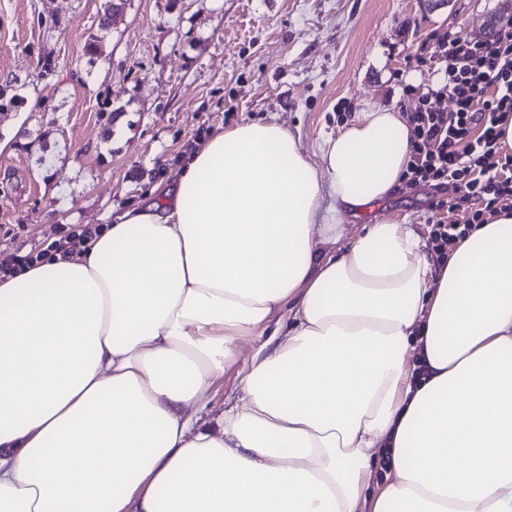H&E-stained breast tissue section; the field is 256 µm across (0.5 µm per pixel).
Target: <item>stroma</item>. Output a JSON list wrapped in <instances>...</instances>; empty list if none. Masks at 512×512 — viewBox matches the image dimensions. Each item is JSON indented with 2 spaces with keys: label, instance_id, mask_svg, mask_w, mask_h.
Returning a JSON list of instances; mask_svg holds the SVG:
<instances>
[{
  "label": "stroma",
  "instance_id": "35a3bbf8",
  "mask_svg": "<svg viewBox=\"0 0 512 512\" xmlns=\"http://www.w3.org/2000/svg\"><path fill=\"white\" fill-rule=\"evenodd\" d=\"M503 13L512 0H0V255L160 201L190 152L243 121L281 124L318 162L362 107L415 110L443 77L439 42L484 40ZM457 192L404 186L341 221L350 238L380 221L426 240L448 217L434 201Z\"/></svg>",
  "mask_w": 512,
  "mask_h": 512
}]
</instances>
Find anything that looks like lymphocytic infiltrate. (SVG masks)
<instances>
[{
  "label": "lymphocytic infiltrate",
  "mask_w": 512,
  "mask_h": 512,
  "mask_svg": "<svg viewBox=\"0 0 512 512\" xmlns=\"http://www.w3.org/2000/svg\"><path fill=\"white\" fill-rule=\"evenodd\" d=\"M440 47L445 78L428 94L451 96L456 109L441 112L423 103L409 113L404 181L410 187L458 182L459 196L439 203L453 221L435 224L432 232V249L444 260L472 225L512 207V157L502 153L497 131L512 119V21L492 40L474 43L452 34Z\"/></svg>",
  "instance_id": "1"
}]
</instances>
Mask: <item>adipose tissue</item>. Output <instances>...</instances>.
<instances>
[{
  "instance_id": "adipose-tissue-1",
  "label": "adipose tissue",
  "mask_w": 512,
  "mask_h": 512,
  "mask_svg": "<svg viewBox=\"0 0 512 512\" xmlns=\"http://www.w3.org/2000/svg\"><path fill=\"white\" fill-rule=\"evenodd\" d=\"M320 156L235 125L0 279V512H512V209L444 262L408 224L348 241L408 118L366 106Z\"/></svg>"
}]
</instances>
